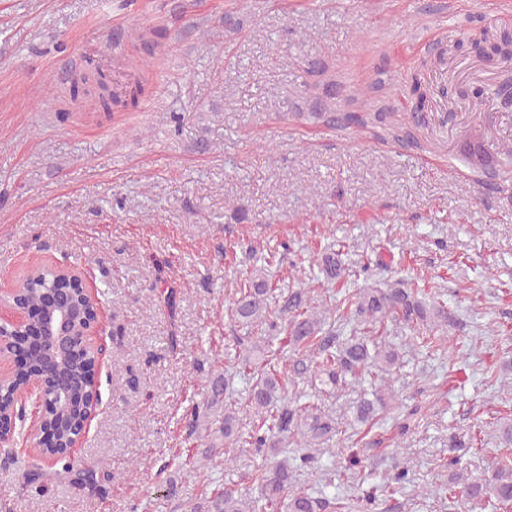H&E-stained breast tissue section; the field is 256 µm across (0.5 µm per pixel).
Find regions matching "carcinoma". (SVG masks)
I'll list each match as a JSON object with an SVG mask.
<instances>
[{"mask_svg": "<svg viewBox=\"0 0 512 512\" xmlns=\"http://www.w3.org/2000/svg\"><path fill=\"white\" fill-rule=\"evenodd\" d=\"M90 73L92 77L74 81L72 95L75 99L87 95L85 85L93 81L102 112L112 111L114 105L134 106L144 93L137 84L121 98L112 94L106 75L97 69ZM493 94L502 107L512 108V79H504ZM349 272L342 252L329 250L319 263L324 295L301 287L284 291L269 282L262 268L240 282L230 317L243 328H259L265 340L256 344L248 335L234 337L232 369L214 378L211 395L192 408L188 428L193 434L203 425L217 424L224 442L248 446L265 455L266 463L252 474L255 488H226L190 512H373L378 508L373 493L350 498L326 486L309 490L300 485L302 473L318 468L326 445L336 435V421L300 391L285 396V377L290 372L304 375L334 393L368 375L371 392L361 394L353 404L352 424L373 425L390 407L393 374L403 363L395 347L377 340L380 328L394 319L406 325L425 324L435 333L454 322V313L443 301H422L403 280L386 288L351 291L345 288ZM237 377L249 384L242 407L226 397ZM242 411L249 414L245 426L240 423ZM498 440L503 452L491 472L473 476L457 470L452 474L453 487L485 512H512V421L498 426ZM407 473L403 462L393 461L382 474L381 495L396 494Z\"/></svg>", "mask_w": 512, "mask_h": 512, "instance_id": "1", "label": "carcinoma"}]
</instances>
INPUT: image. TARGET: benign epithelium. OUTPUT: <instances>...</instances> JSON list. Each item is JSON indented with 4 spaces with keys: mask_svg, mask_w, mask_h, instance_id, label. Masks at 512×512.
I'll return each mask as SVG.
<instances>
[{
    "mask_svg": "<svg viewBox=\"0 0 512 512\" xmlns=\"http://www.w3.org/2000/svg\"><path fill=\"white\" fill-rule=\"evenodd\" d=\"M32 270H46L54 279L66 283L44 293L41 305L19 306L14 303L16 289H0V307L8 304L12 314L0 313V386L19 369L15 352L6 350L12 342L23 339L35 343L42 361L36 372L15 388L12 408L0 411V443H16L19 432L17 414L24 410L29 419L23 443L27 448H63L72 457L88 437L93 420L103 409L99 388H87V376L76 375L72 362L80 358L92 361L95 377H100L107 353L103 302L91 277L65 260L39 264ZM55 393L81 396V416L75 419L65 444H60L53 430L45 424L46 407Z\"/></svg>",
    "mask_w": 512,
    "mask_h": 512,
    "instance_id": "7a95c632",
    "label": "benign epithelium"
}]
</instances>
